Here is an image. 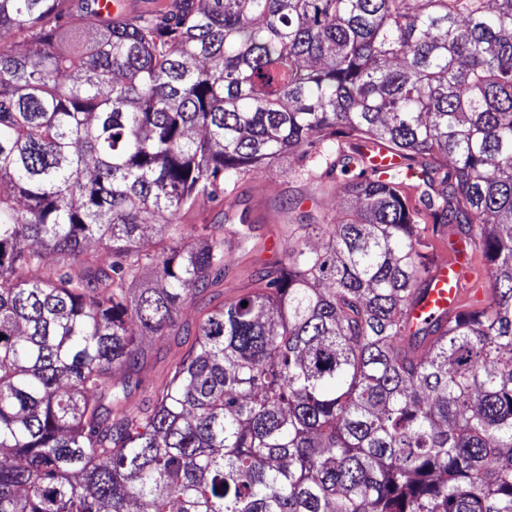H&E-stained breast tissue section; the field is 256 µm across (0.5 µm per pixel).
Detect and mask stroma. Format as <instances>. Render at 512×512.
Returning a JSON list of instances; mask_svg holds the SVG:
<instances>
[{"label":"stroma","mask_w":512,"mask_h":512,"mask_svg":"<svg viewBox=\"0 0 512 512\" xmlns=\"http://www.w3.org/2000/svg\"><path fill=\"white\" fill-rule=\"evenodd\" d=\"M300 169L298 156L292 155L287 163L261 176L248 175L239 180L229 200L250 218L251 248L245 253L234 248L227 251L223 281L203 287L194 303L182 310L179 322L184 332L194 333L200 310L211 302L246 293L258 279L277 270L288 227L299 223L305 212L316 209L326 221L336 222L349 211L346 198L333 192L323 195L318 203H311L314 187L300 178Z\"/></svg>","instance_id":"obj_1"}]
</instances>
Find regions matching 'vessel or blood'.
Listing matches in <instances>:
<instances>
[{"label":"vessel or blood","instance_id":"vessel-or-blood-1","mask_svg":"<svg viewBox=\"0 0 512 512\" xmlns=\"http://www.w3.org/2000/svg\"><path fill=\"white\" fill-rule=\"evenodd\" d=\"M481 282L472 258L462 257L454 251L443 255L434 264L422 300L409 308L407 324L415 330L447 318L463 303L480 302L486 294Z\"/></svg>","mask_w":512,"mask_h":512}]
</instances>
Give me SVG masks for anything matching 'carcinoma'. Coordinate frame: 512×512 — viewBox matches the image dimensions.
<instances>
[{
	"mask_svg": "<svg viewBox=\"0 0 512 512\" xmlns=\"http://www.w3.org/2000/svg\"><path fill=\"white\" fill-rule=\"evenodd\" d=\"M19 32L0 512H512V0H0V43ZM287 154L353 212L289 227L279 273L200 311L133 398L143 337L224 278V225L187 249L181 217ZM446 227L491 291L408 336Z\"/></svg>",
	"mask_w": 512,
	"mask_h": 512,
	"instance_id": "cac0c4a2",
	"label": "carcinoma"
}]
</instances>
